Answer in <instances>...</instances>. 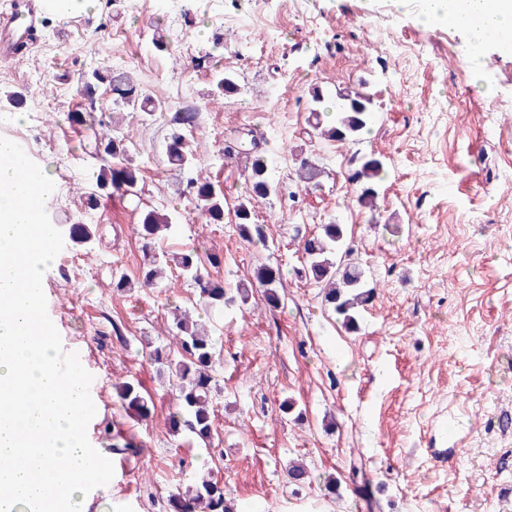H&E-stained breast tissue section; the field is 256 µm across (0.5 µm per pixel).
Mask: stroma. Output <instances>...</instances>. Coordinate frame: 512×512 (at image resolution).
Masks as SVG:
<instances>
[{"label":"stroma","mask_w":512,"mask_h":512,"mask_svg":"<svg viewBox=\"0 0 512 512\" xmlns=\"http://www.w3.org/2000/svg\"><path fill=\"white\" fill-rule=\"evenodd\" d=\"M161 40L175 54L158 50ZM466 50L462 29L425 23L398 0H93L48 14L26 59L0 62V96L23 95L19 108L0 107V136L27 134L29 158L55 183L52 223L96 227L44 273L62 345L97 379L88 439L111 447L104 428L116 420L143 443L130 471L86 496V512H166L168 495L203 467L236 501L268 512H512V463L500 457L512 436L493 426L512 413V57L490 47L480 69H464ZM101 62L130 70L157 105L120 127L141 170L134 197L96 191L91 133L67 119L111 100L106 86L82 91ZM220 70L239 93L216 92ZM315 87L371 94L376 121L362 143L310 139ZM182 107L199 110L194 174L223 189V223L201 222L182 193L185 173L166 162ZM248 130L289 189L256 205L264 248L239 236L243 162L224 156ZM357 152L384 166L373 210L348 183ZM303 155L324 170L317 188L296 182ZM151 207L175 217L157 252L218 255L209 273L225 287L264 262L283 272L279 308L256 292L207 320L221 343L207 446L171 431L168 376L150 358L169 341L174 307L197 303L179 275L135 285L148 258L134 228ZM332 216L376 288L355 330L303 273L301 238ZM122 276L133 285L119 291ZM125 379L150 395L149 420L120 411L113 385ZM286 399L295 412L280 410ZM292 461L311 482L289 481ZM328 476L332 498L322 495Z\"/></svg>","instance_id":"obj_1"}]
</instances>
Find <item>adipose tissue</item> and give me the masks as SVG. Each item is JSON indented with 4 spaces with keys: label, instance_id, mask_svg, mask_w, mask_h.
Returning <instances> with one entry per match:
<instances>
[{
    "label": "adipose tissue",
    "instance_id": "obj_1",
    "mask_svg": "<svg viewBox=\"0 0 512 512\" xmlns=\"http://www.w3.org/2000/svg\"><path fill=\"white\" fill-rule=\"evenodd\" d=\"M486 0H421L425 22L458 23L468 35L473 56H480L493 32L512 30V0H497L494 10H486Z\"/></svg>",
    "mask_w": 512,
    "mask_h": 512
}]
</instances>
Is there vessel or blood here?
Segmentation results:
<instances>
[{
	"mask_svg": "<svg viewBox=\"0 0 512 512\" xmlns=\"http://www.w3.org/2000/svg\"><path fill=\"white\" fill-rule=\"evenodd\" d=\"M49 0H6L0 6V60L11 61L26 53V41L40 28Z\"/></svg>",
	"mask_w": 512,
	"mask_h": 512,
	"instance_id": "b4317fda",
	"label": "vessel or blood"
}]
</instances>
